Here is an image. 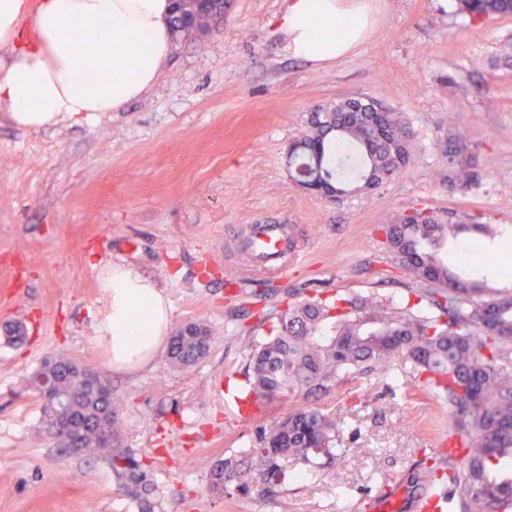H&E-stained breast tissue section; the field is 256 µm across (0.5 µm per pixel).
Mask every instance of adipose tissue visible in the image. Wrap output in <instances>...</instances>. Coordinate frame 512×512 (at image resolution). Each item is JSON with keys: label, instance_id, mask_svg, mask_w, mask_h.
Here are the masks:
<instances>
[{"label": "adipose tissue", "instance_id": "adipose-tissue-1", "mask_svg": "<svg viewBox=\"0 0 512 512\" xmlns=\"http://www.w3.org/2000/svg\"><path fill=\"white\" fill-rule=\"evenodd\" d=\"M33 33L20 39L25 14ZM172 0H0V106L14 125L47 129L88 120L141 97L172 52ZM376 25L367 0H288L282 28L297 58L326 66L354 52ZM96 32L93 43L76 31ZM99 322L112 365L147 363L164 339L169 306L162 292L130 266L116 265Z\"/></svg>", "mask_w": 512, "mask_h": 512}]
</instances>
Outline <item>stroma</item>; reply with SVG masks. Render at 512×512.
<instances>
[{
	"label": "stroma",
	"mask_w": 512,
	"mask_h": 512,
	"mask_svg": "<svg viewBox=\"0 0 512 512\" xmlns=\"http://www.w3.org/2000/svg\"><path fill=\"white\" fill-rule=\"evenodd\" d=\"M219 31L176 45L158 82L118 111L28 130L0 109V512H140L102 459L63 448L27 382L45 358L92 361L122 399L124 445L143 465L155 512H423L403 484L435 465L448 404L411 387L397 361L327 397L345 451L335 475L289 463L276 495L209 490L218 459L239 454L293 407L238 417L224 405L253 340L286 303L315 290L406 296L413 282L383 225L411 208L454 209L512 233V15L476 20L458 0H370L377 25L336 64L293 57L278 26L284 0H228ZM364 97L394 108L412 134L409 166L379 189L331 201L291 181L289 143L315 108ZM483 167L462 191L448 151ZM287 224L303 258L288 275L227 285L245 264L248 225ZM132 266L163 288L170 327L207 325L194 367L166 350L113 368L98 332L109 268Z\"/></svg>",
	"instance_id": "35a3bbf8"
}]
</instances>
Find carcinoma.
Segmentation results:
<instances>
[{"mask_svg":"<svg viewBox=\"0 0 512 512\" xmlns=\"http://www.w3.org/2000/svg\"><path fill=\"white\" fill-rule=\"evenodd\" d=\"M473 18L512 13V0H459ZM224 19V0H189L171 20L175 40H197ZM289 149L308 163L310 178L326 193L349 195L379 188L403 171L411 157L410 135L397 113L368 98H350L310 114ZM461 190L478 179L471 161L449 158ZM386 241L420 293L401 303L373 296L314 293L282 311L267 336L252 343L240 394L261 406L303 393L327 397L343 385L403 357L411 375L425 379L448 401V422L458 447L438 461L448 471V496L459 512H512V478L502 464L512 458V289L490 288L466 276L439 253L448 238L473 232L495 239L503 231L474 224L454 210L413 208L385 225ZM210 330L189 322L172 336V364L191 367L207 353ZM93 368L59 356L30 377L54 375L56 394L83 424L55 436L68 448L96 451L125 479L123 489L153 512L146 474L122 445L120 398L100 385ZM343 431L323 406H303L260 430L241 458L210 468L209 491L218 495L281 487L284 462H309L343 454Z\"/></svg>","mask_w":512,"mask_h":512,"instance_id":"1","label":"carcinoma"}]
</instances>
